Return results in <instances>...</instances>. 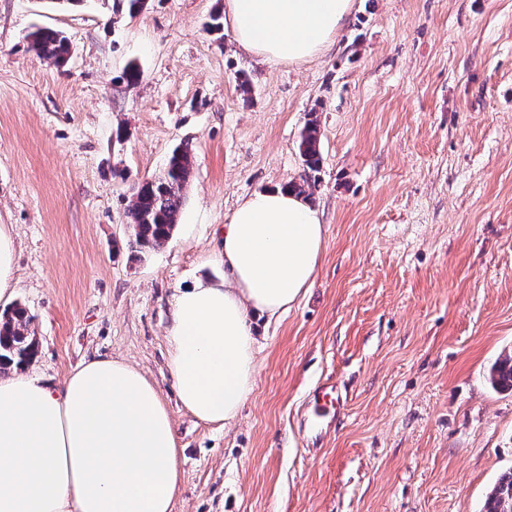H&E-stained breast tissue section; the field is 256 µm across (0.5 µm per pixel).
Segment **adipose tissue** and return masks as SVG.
I'll return each mask as SVG.
<instances>
[{
	"label": "adipose tissue",
	"mask_w": 512,
	"mask_h": 512,
	"mask_svg": "<svg viewBox=\"0 0 512 512\" xmlns=\"http://www.w3.org/2000/svg\"><path fill=\"white\" fill-rule=\"evenodd\" d=\"M351 8V0H225L224 23L263 61L301 63L333 45ZM323 236L303 196L266 188L224 227L223 281L178 290L168 366L197 419L236 418L257 367L253 319L288 309L311 287ZM179 458L156 384L122 360H85L57 386L19 371L0 376V512H172Z\"/></svg>",
	"instance_id": "obj_1"
}]
</instances>
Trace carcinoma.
Returning <instances> with one entry per match:
<instances>
[{
  "label": "carcinoma",
  "mask_w": 512,
  "mask_h": 512,
  "mask_svg": "<svg viewBox=\"0 0 512 512\" xmlns=\"http://www.w3.org/2000/svg\"><path fill=\"white\" fill-rule=\"evenodd\" d=\"M146 0H112V13L130 16L140 12ZM30 48L57 67L70 57V44L61 33L37 28L28 35ZM300 151L306 167L320 164L317 121L309 120L300 136ZM194 170V156L189 145L176 146L160 172L137 187L131 204L132 242L142 253L162 248L179 224L180 212ZM31 317L17 304L0 316V369L21 368L35 355L36 339L28 332ZM495 384L512 389V356L500 361L493 375ZM480 512H512V472L504 475L486 496Z\"/></svg>",
  "instance_id": "carcinoma-1"
}]
</instances>
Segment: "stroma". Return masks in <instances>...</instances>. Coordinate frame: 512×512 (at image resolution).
Listing matches in <instances>:
<instances>
[{
  "label": "stroma",
  "instance_id": "1",
  "mask_svg": "<svg viewBox=\"0 0 512 512\" xmlns=\"http://www.w3.org/2000/svg\"><path fill=\"white\" fill-rule=\"evenodd\" d=\"M223 9L0 0V224L39 342L27 372L58 385L102 356L154 380L182 450L173 512H479L512 471V392L489 382L512 353V0H353L333 46L299 64L208 30ZM38 27L68 38L66 67L30 50ZM312 117L313 285L257 319L237 419L202 422L168 369L173 297L223 280L240 202L302 181ZM181 143L194 173L180 221L140 254L134 188ZM327 377L348 401L315 441L303 403ZM300 151L308 169L315 170L319 167V129L315 119L309 120L301 132Z\"/></svg>",
  "mask_w": 512,
  "mask_h": 512
}]
</instances>
